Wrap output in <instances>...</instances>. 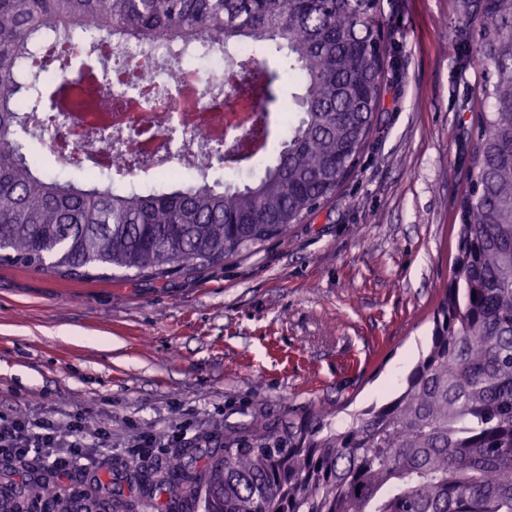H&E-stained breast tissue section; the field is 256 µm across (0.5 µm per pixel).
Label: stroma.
Here are the masks:
<instances>
[{
    "label": "stroma",
    "mask_w": 512,
    "mask_h": 512,
    "mask_svg": "<svg viewBox=\"0 0 512 512\" xmlns=\"http://www.w3.org/2000/svg\"><path fill=\"white\" fill-rule=\"evenodd\" d=\"M475 0H380L384 105L356 173L287 236L162 280L82 281L0 264V416L112 427L114 512L140 478L202 469L253 417L383 402L428 347L457 253L479 95ZM186 431L192 450H130Z\"/></svg>",
    "instance_id": "obj_1"
}]
</instances>
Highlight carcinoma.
Masks as SVG:
<instances>
[{"mask_svg": "<svg viewBox=\"0 0 512 512\" xmlns=\"http://www.w3.org/2000/svg\"><path fill=\"white\" fill-rule=\"evenodd\" d=\"M377 0H0V264L64 277L162 279L220 264L282 238L355 175L383 105ZM488 63L457 254L425 354L402 386L338 426L307 410L224 436V453L169 490L167 512H512V0H479L470 18ZM81 31L113 46L165 42L180 56L224 45L257 101L244 142L217 162L266 151L275 164L242 186L202 173L190 185H141L135 168L98 167L88 184L41 172L30 117L68 81L44 58ZM280 58L271 66L255 47ZM131 180L114 188V176ZM33 498L55 486L30 477Z\"/></svg>", "mask_w": 512, "mask_h": 512, "instance_id": "1", "label": "carcinoma"}]
</instances>
